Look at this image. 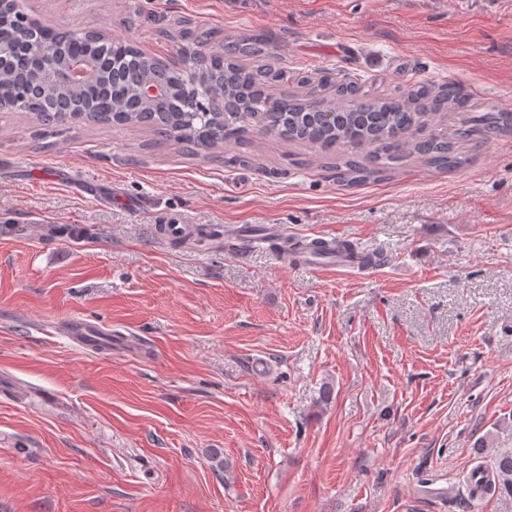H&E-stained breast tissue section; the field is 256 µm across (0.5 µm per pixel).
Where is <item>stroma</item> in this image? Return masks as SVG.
I'll return each instance as SVG.
<instances>
[{
    "label": "stroma",
    "mask_w": 512,
    "mask_h": 512,
    "mask_svg": "<svg viewBox=\"0 0 512 512\" xmlns=\"http://www.w3.org/2000/svg\"><path fill=\"white\" fill-rule=\"evenodd\" d=\"M27 12L165 62L198 23L262 34L300 96L325 66L374 96L454 81L473 115L512 111V0ZM461 150L458 169L410 156L351 184L336 160L363 162L357 149L254 135L227 162L145 126L0 110V512H472L467 474L512 453V126ZM54 168L96 179L97 196L51 183ZM171 219L207 234L167 239ZM240 224L350 240L382 262L349 272L239 249ZM75 315L118 344L58 335Z\"/></svg>",
    "instance_id": "obj_1"
}]
</instances>
